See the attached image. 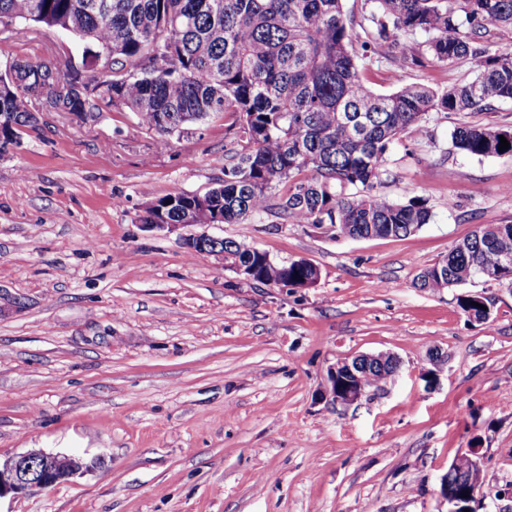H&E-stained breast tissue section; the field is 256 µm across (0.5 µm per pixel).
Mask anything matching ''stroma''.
Here are the masks:
<instances>
[{
  "label": "stroma",
  "mask_w": 512,
  "mask_h": 512,
  "mask_svg": "<svg viewBox=\"0 0 512 512\" xmlns=\"http://www.w3.org/2000/svg\"><path fill=\"white\" fill-rule=\"evenodd\" d=\"M61 30L0 26V58L62 64ZM474 60L366 65L378 93L472 79ZM215 114L158 146L124 108L83 121L41 110L0 156V459L36 448L104 458L69 482L0 498V512H448L441 478L481 448L478 512H512V287L481 278L429 292L415 276L482 224H512V155L454 148L456 126L512 127V102L430 114L401 135L377 192L425 200L401 238L333 239L273 214L219 224L311 288L264 285L191 252L192 228L149 231L144 202L202 194L238 146ZM492 305L471 321L460 295ZM443 358L427 384L429 352ZM394 353L398 373L345 406L328 371Z\"/></svg>",
  "instance_id": "1"
}]
</instances>
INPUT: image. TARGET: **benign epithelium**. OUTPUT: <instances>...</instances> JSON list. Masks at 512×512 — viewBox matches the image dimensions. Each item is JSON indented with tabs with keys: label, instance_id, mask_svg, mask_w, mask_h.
I'll use <instances>...</instances> for the list:
<instances>
[{
	"label": "benign epithelium",
	"instance_id": "1",
	"mask_svg": "<svg viewBox=\"0 0 512 512\" xmlns=\"http://www.w3.org/2000/svg\"><path fill=\"white\" fill-rule=\"evenodd\" d=\"M220 241L207 232L194 234L187 239V247L202 254L207 253L212 245ZM355 375L353 361L344 359L331 368L329 385L325 395L334 402L352 405L360 401L367 393L366 388L357 381H349L345 376ZM463 457L467 459L469 469L465 477L467 486L471 487L468 495H463L450 488L448 477L441 479V495L448 502V512H476L472 503L476 500V491L480 483V449L470 448ZM98 458L92 463L66 454L46 453L31 450L0 463V498L13 493H26L35 488H47L75 478L99 465Z\"/></svg>",
	"mask_w": 512,
	"mask_h": 512
}]
</instances>
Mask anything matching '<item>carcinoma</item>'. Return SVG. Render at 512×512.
Segmentation results:
<instances>
[{
  "mask_svg": "<svg viewBox=\"0 0 512 512\" xmlns=\"http://www.w3.org/2000/svg\"><path fill=\"white\" fill-rule=\"evenodd\" d=\"M107 2L102 12L99 4ZM356 21L343 0H0V25L24 20L46 29L73 28L84 45L81 60L66 62L57 78L70 89L59 111L72 115L135 113L161 142L214 113L236 116L242 149L224 155V183L203 197L215 224H250L271 211L290 224H310L334 239L406 237L432 220L420 200L380 196L386 156L400 135L426 134L433 112H482L512 102V52L496 48L488 26H512V0H368ZM398 30L423 36L400 41ZM108 62V72L86 66V57ZM470 57L472 80L437 91L407 85L374 92L365 64L387 60L399 68L451 64ZM16 85L0 77L1 147L22 143L39 118L32 99L55 95L52 84L32 91L37 74L56 71L41 60H18ZM512 129L488 124L456 127L453 146L468 156L512 155ZM198 207L196 195L176 192L144 205L141 224H182ZM209 255L256 268L255 281L288 282L312 274L308 261L288 267L263 263L258 251L226 239ZM480 276L512 287V224H484L416 276V285L439 291ZM458 298L460 308L486 323L491 314ZM391 357L361 363L367 388L391 377Z\"/></svg>",
  "mask_w": 512,
  "mask_h": 512,
  "instance_id": "obj_1",
  "label": "carcinoma"
}]
</instances>
